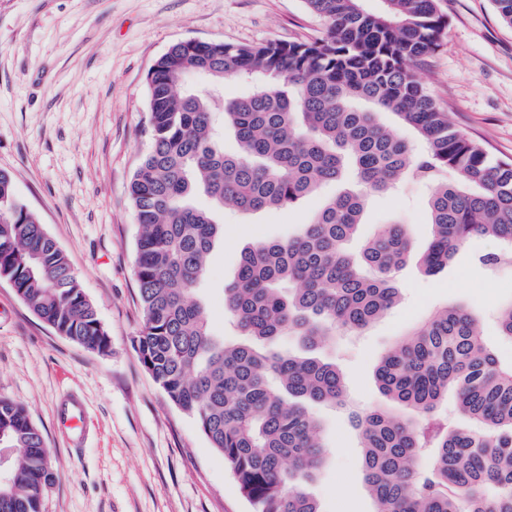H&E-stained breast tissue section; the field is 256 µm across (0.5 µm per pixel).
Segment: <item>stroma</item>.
<instances>
[{"label": "stroma", "mask_w": 512, "mask_h": 512, "mask_svg": "<svg viewBox=\"0 0 512 512\" xmlns=\"http://www.w3.org/2000/svg\"><path fill=\"white\" fill-rule=\"evenodd\" d=\"M448 27L418 76L455 127L493 158L512 160V26L493 0H438ZM324 24L305 0H0V170L67 254L111 340L101 355L56 334L0 281V396L21 404L50 452L53 484L42 512H252L222 453L144 370L133 346L142 327L136 279L138 225L128 184L150 147L147 76L184 40L239 45L312 42ZM284 209H224L223 236L209 257L202 295L225 341L241 335L224 315V288L242 249L297 234L334 194ZM429 185L369 197L358 252L380 225L404 224L414 257L399 272L400 302L321 355L336 363L353 404L386 406L375 383L380 357L410 325L446 305L467 307L501 366L512 341L496 316L512 302V265L478 257L495 241L473 239L444 271L418 264L430 240ZM83 400L90 434L72 447L55 427L61 396ZM330 449L312 493L323 512H373L362 478L359 435L345 411L317 405Z\"/></svg>", "instance_id": "stroma-1"}]
</instances>
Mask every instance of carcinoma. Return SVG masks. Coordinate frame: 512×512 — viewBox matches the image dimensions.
<instances>
[{
	"instance_id": "carcinoma-1",
	"label": "carcinoma",
	"mask_w": 512,
	"mask_h": 512,
	"mask_svg": "<svg viewBox=\"0 0 512 512\" xmlns=\"http://www.w3.org/2000/svg\"><path fill=\"white\" fill-rule=\"evenodd\" d=\"M306 0L325 23L310 43L259 46L188 40L150 69L151 145L129 185L139 236L137 282L143 323L134 349L168 399L192 416L224 455L253 512H322L310 484L327 459L310 406L348 407L342 373L316 350L381 318L401 296L398 273L411 234L387 224L355 259L365 195L408 177L435 186L432 228L421 257L433 274L475 236L512 255V161L454 129L418 80L415 66L448 26L437 0ZM208 78L213 92L186 94L184 79ZM265 85L224 98L227 79ZM414 130L421 149L377 114ZM237 150L224 151L217 119ZM352 174L360 192H341L286 240L245 247L224 306L248 342L211 331L196 292L221 238L216 211L232 202L253 213L288 207ZM203 194L212 208H200ZM0 280L55 333L107 354L111 340L64 251L0 171ZM295 336L302 353L269 349ZM390 408L349 418L359 432L363 481L374 512H512V368H503L476 318L445 306L402 334L375 372ZM463 426L440 413L448 392ZM12 448L11 486L0 512H41L49 451L24 407L0 397V448Z\"/></svg>"
}]
</instances>
